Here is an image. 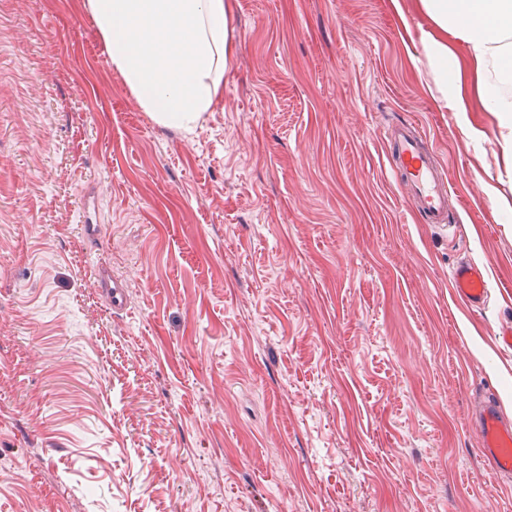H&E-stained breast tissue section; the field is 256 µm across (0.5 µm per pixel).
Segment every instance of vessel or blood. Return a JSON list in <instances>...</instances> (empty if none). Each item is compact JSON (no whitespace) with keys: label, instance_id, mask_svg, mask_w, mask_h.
<instances>
[{"label":"vessel or blood","instance_id":"1","mask_svg":"<svg viewBox=\"0 0 512 512\" xmlns=\"http://www.w3.org/2000/svg\"><path fill=\"white\" fill-rule=\"evenodd\" d=\"M387 167L397 185L423 221L448 227V178L427 138L415 124L393 123L383 131ZM101 287L109 292L112 310L127 304L122 283L111 281L105 269H97ZM452 297L457 306L470 311L482 309L490 297L487 266L470 260L458 262L448 274ZM474 426L490 469L500 478L512 481V420L504 415L499 400L482 397Z\"/></svg>","mask_w":512,"mask_h":512}]
</instances>
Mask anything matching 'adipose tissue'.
<instances>
[{
	"label": "adipose tissue",
	"instance_id": "adipose-tissue-1",
	"mask_svg": "<svg viewBox=\"0 0 512 512\" xmlns=\"http://www.w3.org/2000/svg\"><path fill=\"white\" fill-rule=\"evenodd\" d=\"M429 21L419 44L441 110L472 100L512 128V0H414ZM113 69L164 127L211 110L229 52L227 0H83Z\"/></svg>",
	"mask_w": 512,
	"mask_h": 512
}]
</instances>
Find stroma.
<instances>
[{"label":"stroma","mask_w":512,"mask_h":512,"mask_svg":"<svg viewBox=\"0 0 512 512\" xmlns=\"http://www.w3.org/2000/svg\"><path fill=\"white\" fill-rule=\"evenodd\" d=\"M230 3L186 131L141 110L81 0H0V512H512L468 426L489 392L512 417V133L438 110L414 9ZM403 121L453 227L386 169ZM463 259L490 269L477 312L450 298ZM414 123L384 127L388 170L426 224L452 227L448 211V178L444 165ZM102 288H109L110 306L113 311H122L127 304L126 290L122 282L111 280L108 272L103 268L95 271ZM112 283V285H111Z\"/></svg>","instance_id":"35a3bbf8"}]
</instances>
